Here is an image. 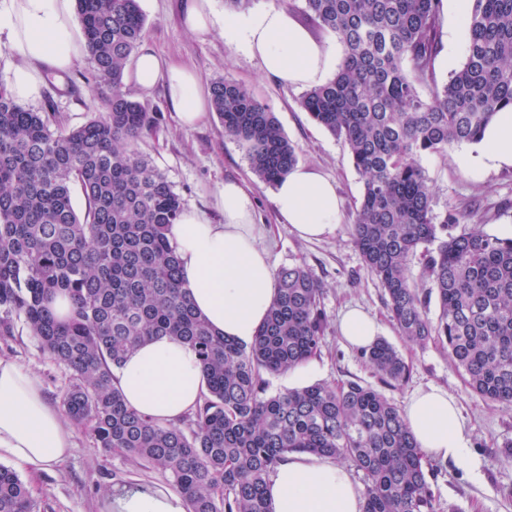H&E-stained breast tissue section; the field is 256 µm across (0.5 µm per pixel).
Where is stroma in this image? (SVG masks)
<instances>
[{"label":"stroma","mask_w":512,"mask_h":512,"mask_svg":"<svg viewBox=\"0 0 512 512\" xmlns=\"http://www.w3.org/2000/svg\"><path fill=\"white\" fill-rule=\"evenodd\" d=\"M184 3L140 0L146 17L145 43L164 57L190 66L203 85L223 77L250 88L275 113L296 148L299 163L316 166L334 179L341 198L336 234L318 241L300 240L289 225L280 222L273 206L272 186L252 172L242 150L225 136L217 116L187 129L179 125L171 110L164 85H157L148 96L130 89L134 100L161 115L156 132L139 140L136 148L167 176L185 208L214 216L216 191L228 181L245 183L255 199L257 221L267 229L265 243L274 267L307 266L325 285L322 306L327 326L320 354L309 362V370L302 376L287 373L270 377V391L316 382L372 381L359 350L343 345L338 337L339 317L345 305H361L376 316L381 337L396 346L411 366L408 383L387 390V397L402 408L417 388L441 386L454 396L471 427L470 465L440 464L431 481L435 512H512V462L501 460L497 453L504 443L512 441V407L487 403L466 387L446 349L434 344L411 346L399 336L389 318L384 290L351 240L362 179L347 148L302 110L301 90L265 75L258 60L229 39L221 26L222 19L232 16L224 0H213L219 24L206 35L185 29ZM48 101L53 104L57 124L63 128L80 127L101 112V95L89 58L80 59L66 83L48 81L41 100L33 102L32 107L42 109ZM470 150L465 144L449 149L447 155L424 158L423 166L434 190V209L440 215L457 214L459 221L449 226V233L479 224L492 234L512 225V167L474 174L461 161ZM0 357L13 359L34 372L48 400L60 404L69 375L47 358L23 324L15 325L13 335L0 336ZM72 431L74 450L66 463L24 479L37 512H106L108 490L120 483L171 488V481L163 473L105 452L87 428L76 424Z\"/></svg>","instance_id":"obj_1"}]
</instances>
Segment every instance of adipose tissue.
I'll list each match as a JSON object with an SVG mask.
<instances>
[{"mask_svg": "<svg viewBox=\"0 0 512 512\" xmlns=\"http://www.w3.org/2000/svg\"><path fill=\"white\" fill-rule=\"evenodd\" d=\"M231 37L270 76L291 86L325 83L335 51L314 39L287 8L270 5L226 20ZM0 46L10 62L0 85L17 102L41 98L48 78L63 79L86 52L75 20V0H0ZM127 83L149 94L165 82L169 103L182 126L207 118L209 95L195 72L142 46L125 70ZM463 161L475 172L512 167V107L498 112L484 129L477 153ZM274 204L279 217L298 237L320 240L339 226V198L332 180L311 165H295L277 182ZM224 219L184 211L171 228L182 277L197 310L217 331L251 343L277 294L276 271L254 222L250 192L225 183L214 196ZM377 322L358 307L349 308L339 326L341 338L356 349L376 342ZM127 405L160 423H172L194 408L205 389L198 356L184 343L150 341L127 355L116 371ZM404 414L416 443L429 458L456 464L469 458V427L447 390H417ZM72 432L49 404L36 375L0 358V460L38 473L66 461ZM266 495L272 512H362L363 491L348 470L330 458L293 454L271 476ZM111 512H186L180 493L130 488L110 497Z\"/></svg>", "mask_w": 512, "mask_h": 512, "instance_id": "1", "label": "adipose tissue"}]
</instances>
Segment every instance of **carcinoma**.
Here are the masks:
<instances>
[{
	"mask_svg": "<svg viewBox=\"0 0 512 512\" xmlns=\"http://www.w3.org/2000/svg\"><path fill=\"white\" fill-rule=\"evenodd\" d=\"M441 3L300 0L308 23L343 48L334 78L306 90L300 107L347 146L362 177L352 241L381 283L399 335L448 348L474 393L509 408L512 239L480 224L449 234L458 218L437 220L422 161L477 142L512 106V0H472L463 65L442 83ZM76 12L96 79L109 90L104 112L76 129H53L49 110L0 92V336L22 322L69 372L66 415L87 425L100 447L169 475L188 512H272L267 481L302 453L362 473L363 512H435L433 464L381 391L351 380L269 391L267 376L320 353L323 283L311 269L278 270V295L248 345L195 310L170 237L182 199L136 149L159 115L123 83L145 15L139 0H76ZM211 102L224 135L264 183L298 163L274 112L244 85L215 80ZM57 295L72 301L65 319L49 307ZM163 336L196 350L206 386L201 404L168 424L128 408L115 384L128 353ZM361 355L379 383L408 381V363L387 340ZM34 509L19 476L0 466V512Z\"/></svg>",
	"mask_w": 512,
	"mask_h": 512,
	"instance_id": "1",
	"label": "carcinoma"
}]
</instances>
